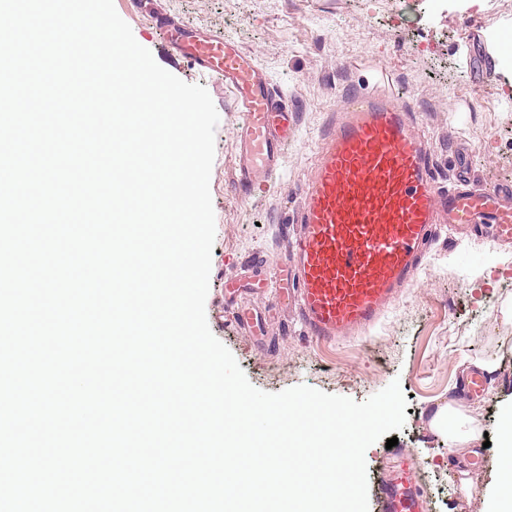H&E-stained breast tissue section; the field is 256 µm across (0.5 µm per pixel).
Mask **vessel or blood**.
<instances>
[{"instance_id":"b4317fda","label":"vessel or blood","mask_w":512,"mask_h":512,"mask_svg":"<svg viewBox=\"0 0 512 512\" xmlns=\"http://www.w3.org/2000/svg\"><path fill=\"white\" fill-rule=\"evenodd\" d=\"M159 37L193 68L220 76L243 116L235 169L251 190L281 167L296 136L293 113L251 55L233 38L191 33L173 25ZM493 227V239L512 244V191H439L430 151L415 133L409 110L385 93L345 98L323 138L290 249L296 288L277 286L297 303L305 330L332 342L377 324L417 273L422 246L436 225ZM381 512H423L408 463L385 479Z\"/></svg>"}]
</instances>
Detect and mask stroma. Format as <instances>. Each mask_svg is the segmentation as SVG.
Masks as SVG:
<instances>
[{"label": "stroma", "mask_w": 512, "mask_h": 512, "mask_svg": "<svg viewBox=\"0 0 512 512\" xmlns=\"http://www.w3.org/2000/svg\"><path fill=\"white\" fill-rule=\"evenodd\" d=\"M115 9L165 70L205 86L220 116L210 192L216 233L206 317L249 382L270 393L305 384L361 402L399 381L408 395L396 446L365 453L369 512L379 484L400 461L413 463L425 512H486L497 477L503 415L512 410V249L489 233L441 227L429 239L414 280L380 322L331 344L308 336L293 305L262 291L297 229L317 152L349 93L380 90L411 112L433 155L439 185L468 180L512 184V0H141ZM168 20L235 38L295 112L297 136L271 184L246 194L234 183L242 116L221 81L178 61L155 34ZM492 72L483 75L484 60ZM266 256L268 267L256 265ZM237 294L225 295V279ZM262 311L259 329L225 322L234 306ZM477 359L493 360L483 396L468 381ZM478 411L473 453L455 454L430 427L443 404Z\"/></svg>", "instance_id": "obj_1"}]
</instances>
